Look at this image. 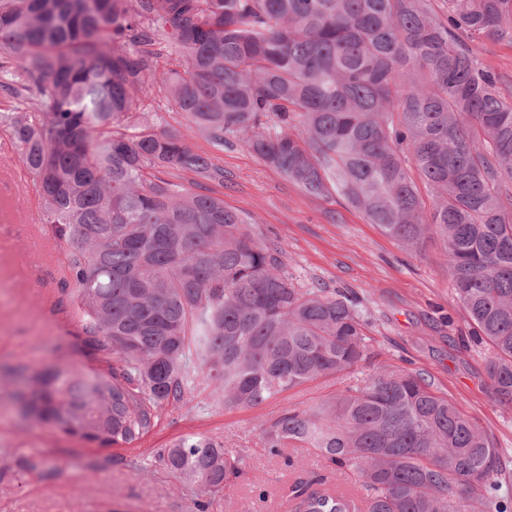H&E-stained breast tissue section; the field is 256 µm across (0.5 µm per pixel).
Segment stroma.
Segmentation results:
<instances>
[{"instance_id": "obj_1", "label": "stroma", "mask_w": 512, "mask_h": 512, "mask_svg": "<svg viewBox=\"0 0 512 512\" xmlns=\"http://www.w3.org/2000/svg\"><path fill=\"white\" fill-rule=\"evenodd\" d=\"M474 56L490 62L512 93V43L471 40ZM191 134V133H190ZM191 143L224 170L225 204L249 218L258 238L281 243L288 271L302 285L354 294L368 323L375 362L404 363L423 373L435 390L453 399L512 453V406L501 405L485 371V351L463 347L467 331L453 302L445 243L429 231L419 254L368 223L339 197L307 195L297 184L246 149H216L192 133ZM0 191V512H291L285 500L294 478L335 472L312 463L295 474L263 454L260 426L290 405L331 390L320 381L268 404L225 410L212 389L195 386L167 409L152 431L126 445L100 447L22 417L13 399L9 369L47 367L108 372L116 359L85 336L66 262L41 224V200L15 215ZM228 437L246 452L243 480L209 497L168 472L163 448L186 434Z\"/></svg>"}]
</instances>
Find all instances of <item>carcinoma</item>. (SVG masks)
Listing matches in <instances>:
<instances>
[{"instance_id":"obj_1","label":"carcinoma","mask_w":512,"mask_h":512,"mask_svg":"<svg viewBox=\"0 0 512 512\" xmlns=\"http://www.w3.org/2000/svg\"><path fill=\"white\" fill-rule=\"evenodd\" d=\"M428 2L0 0V132L65 250L84 333L117 359L14 369L24 415L112 447L197 383L234 410L333 378L261 428L267 455L344 474L334 489L294 482L292 512H512L493 436L421 373L381 363L351 381L371 342L352 299L294 282L285 249L211 188L224 169L143 105L157 93L213 146L345 199L409 250L435 228L512 405V101L458 37L512 42V0H448L444 23ZM164 48L176 58L161 70ZM162 459L205 495L244 463L203 434Z\"/></svg>"}]
</instances>
